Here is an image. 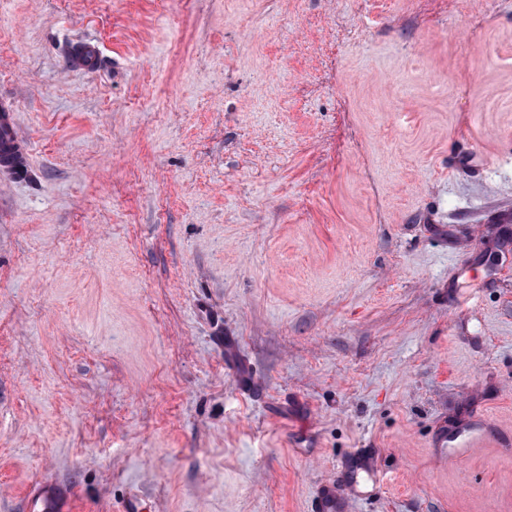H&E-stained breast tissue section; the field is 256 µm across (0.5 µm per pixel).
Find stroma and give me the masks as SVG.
<instances>
[{
	"label": "stroma",
	"instance_id": "1",
	"mask_svg": "<svg viewBox=\"0 0 512 512\" xmlns=\"http://www.w3.org/2000/svg\"><path fill=\"white\" fill-rule=\"evenodd\" d=\"M2 104L0 512H512V0H0ZM0 133L7 145L19 147L22 156L27 152L25 142L15 126L11 110L5 106L2 107V114H0ZM496 433L493 422L485 416L472 420L466 427L448 437L447 433H440L436 440V447L440 454L459 459L469 455L473 448L481 446ZM355 456L361 458L364 463L360 469L361 472L365 473V482L367 483L363 488L359 487L358 481H344V485L346 488L353 491L358 496H361L367 494L369 492L367 489L369 487L373 488L374 485L376 484L375 469L372 457L369 454L360 452L355 454ZM31 510L40 512H60L66 510L61 506V498L52 483H45L37 496L30 501ZM346 498L336 492V485L325 487L315 502V512H346Z\"/></svg>",
	"mask_w": 512,
	"mask_h": 512
}]
</instances>
